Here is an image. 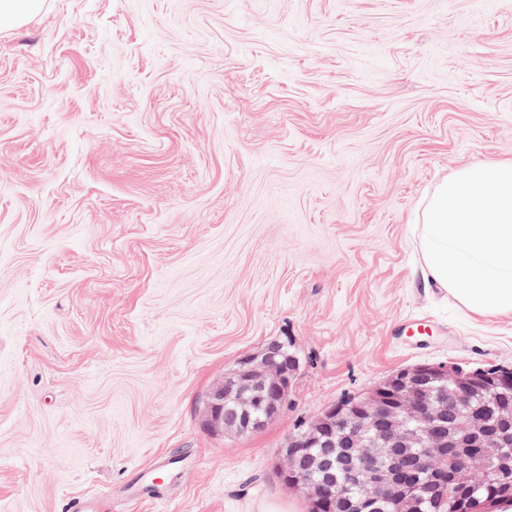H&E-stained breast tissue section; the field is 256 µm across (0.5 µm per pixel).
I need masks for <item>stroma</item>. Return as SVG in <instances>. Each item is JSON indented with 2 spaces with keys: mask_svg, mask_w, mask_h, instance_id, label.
<instances>
[{
  "mask_svg": "<svg viewBox=\"0 0 512 512\" xmlns=\"http://www.w3.org/2000/svg\"><path fill=\"white\" fill-rule=\"evenodd\" d=\"M495 162L512 0H44L0 29V512H307L276 453L327 408L512 369V315L420 273L435 187ZM284 337L287 407L213 432L210 389Z\"/></svg>",
  "mask_w": 512,
  "mask_h": 512,
  "instance_id": "stroma-1",
  "label": "stroma"
}]
</instances>
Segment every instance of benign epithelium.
I'll list each match as a JSON object with an SVG mask.
<instances>
[{
    "label": "benign epithelium",
    "mask_w": 512,
    "mask_h": 512,
    "mask_svg": "<svg viewBox=\"0 0 512 512\" xmlns=\"http://www.w3.org/2000/svg\"><path fill=\"white\" fill-rule=\"evenodd\" d=\"M292 376L282 342H268L209 392L208 425L237 435L259 430L283 409ZM501 381L512 382V371L464 373L429 364L401 370L350 416L325 411V439L309 430L288 438L278 450L279 478L303 493L313 512H402L407 498L423 495L458 502L467 483L486 472L489 448L512 443V407L501 408L493 421L464 412ZM409 419L420 423L419 431L405 428ZM338 428L345 430L341 482L336 457L324 453L311 460L305 452L336 447ZM415 446L423 452L412 453Z\"/></svg>",
    "instance_id": "obj_1"
}]
</instances>
